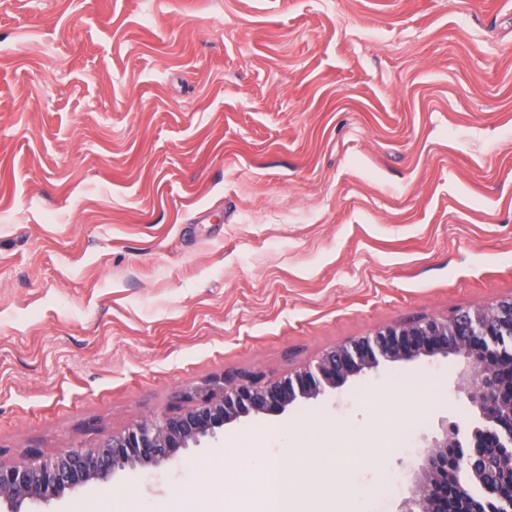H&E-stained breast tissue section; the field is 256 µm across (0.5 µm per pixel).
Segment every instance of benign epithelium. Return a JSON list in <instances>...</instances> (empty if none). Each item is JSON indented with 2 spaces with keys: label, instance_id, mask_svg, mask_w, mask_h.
<instances>
[{
  "label": "benign epithelium",
  "instance_id": "benign-epithelium-1",
  "mask_svg": "<svg viewBox=\"0 0 512 512\" xmlns=\"http://www.w3.org/2000/svg\"><path fill=\"white\" fill-rule=\"evenodd\" d=\"M507 330L512 331V296L459 308L448 317L378 327L325 350L290 375L211 379L190 388L193 404L146 418L93 447L75 446L49 456L31 451L19 464L0 462V502L18 512L25 500L50 502L88 483L104 485L118 469L173 461L242 417L278 415L382 363L452 355L464 365L456 393L468 403L476 424L463 429L453 422L424 446L400 512H492V503L478 502L462 488L448 460L465 448L495 447L470 465L469 479L480 483L491 468L500 477V498L512 499V448L502 442V436H512V384L502 371L512 350L500 343Z\"/></svg>",
  "mask_w": 512,
  "mask_h": 512
}]
</instances>
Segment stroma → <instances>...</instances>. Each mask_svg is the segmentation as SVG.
I'll return each mask as SVG.
<instances>
[{
  "label": "stroma",
  "instance_id": "1",
  "mask_svg": "<svg viewBox=\"0 0 512 512\" xmlns=\"http://www.w3.org/2000/svg\"><path fill=\"white\" fill-rule=\"evenodd\" d=\"M510 295L512 0H0V461ZM462 370L384 363L22 509L265 512L267 458L350 512L473 423Z\"/></svg>",
  "mask_w": 512,
  "mask_h": 512
}]
</instances>
